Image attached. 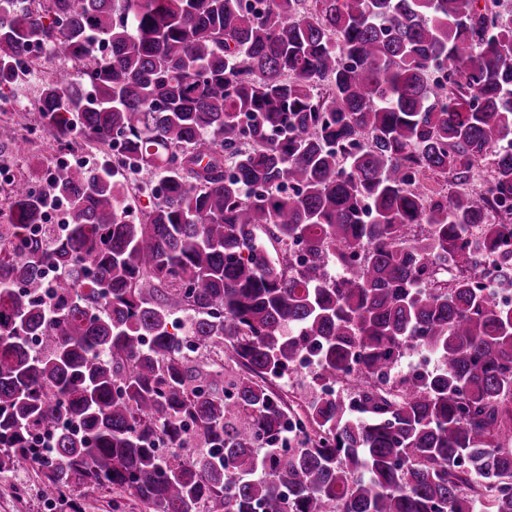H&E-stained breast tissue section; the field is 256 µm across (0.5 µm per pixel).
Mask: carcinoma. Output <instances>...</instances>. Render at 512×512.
<instances>
[{"label":"carcinoma","mask_w":512,"mask_h":512,"mask_svg":"<svg viewBox=\"0 0 512 512\" xmlns=\"http://www.w3.org/2000/svg\"><path fill=\"white\" fill-rule=\"evenodd\" d=\"M34 41L84 64L41 85L37 126L78 115L121 153L6 198L0 472L35 465L52 512L79 486L152 512H512V308L482 282L512 285V9L0 0V97ZM128 173L152 199L132 220ZM57 195L68 234L29 232ZM412 350L437 367L393 381ZM306 354L361 415L292 414L273 378Z\"/></svg>","instance_id":"carcinoma-1"}]
</instances>
